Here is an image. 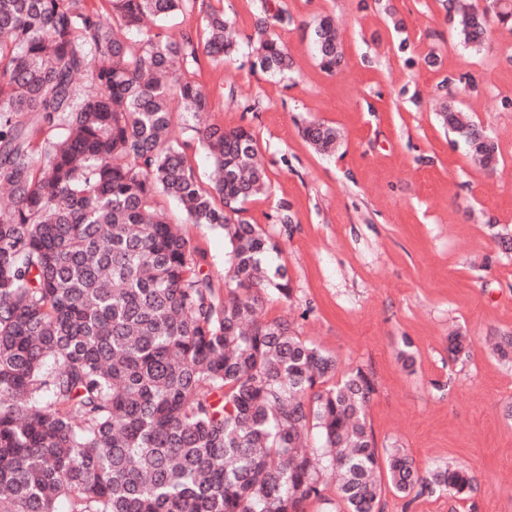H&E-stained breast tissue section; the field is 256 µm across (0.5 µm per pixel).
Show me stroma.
I'll use <instances>...</instances> for the list:
<instances>
[{"instance_id":"stroma-1","label":"stroma","mask_w":512,"mask_h":512,"mask_svg":"<svg viewBox=\"0 0 512 512\" xmlns=\"http://www.w3.org/2000/svg\"><path fill=\"white\" fill-rule=\"evenodd\" d=\"M272 2L295 21L269 24L293 55L290 73L254 63L262 0H196L159 27L173 38L198 30L214 6L231 23L234 55L221 65L201 58L193 77L209 93V122L252 128L265 162L269 190L246 203L245 217L280 243L292 292L267 297L263 317L290 322L336 355L340 372L373 373L367 422L378 448L476 477L463 498L410 502L385 491L382 512H512V364L488 347L512 335V254L495 239L512 229V44L495 36L480 51L462 49L443 0ZM323 14L343 35L345 62L333 74L311 49L308 25ZM433 46L440 58L431 66ZM442 81L499 142L494 171L476 167L440 122ZM241 100L254 111L239 109ZM312 120L342 132L335 155L303 138ZM163 206L223 287V228L184 223L172 200ZM455 329L472 340L468 357L448 353Z\"/></svg>"}]
</instances>
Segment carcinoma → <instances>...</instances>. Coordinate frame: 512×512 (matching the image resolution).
Listing matches in <instances>:
<instances>
[{
    "instance_id": "carcinoma-1",
    "label": "carcinoma",
    "mask_w": 512,
    "mask_h": 512,
    "mask_svg": "<svg viewBox=\"0 0 512 512\" xmlns=\"http://www.w3.org/2000/svg\"><path fill=\"white\" fill-rule=\"evenodd\" d=\"M113 22L83 0H0V512H305L336 479L343 512H381V473L402 497H463L462 467L422 470L379 451L367 423L376 383L358 368L331 387L336 357L286 320L256 318L271 291L289 298L279 243L242 217L268 177L255 133L206 122L209 96L190 70L232 53L216 9L202 30L162 37L145 20L194 0H110ZM459 44L478 50L491 21L512 25V0H447ZM256 64L292 69L257 23ZM328 74L344 62L336 20L312 26ZM86 75L89 87L77 79ZM188 112L217 177L204 187L172 143ZM442 124L485 169L497 140L455 104ZM332 155L342 134L302 129ZM189 224L224 227L216 288L156 199ZM494 353L512 361V335ZM448 352L468 356L467 337Z\"/></svg>"
}]
</instances>
